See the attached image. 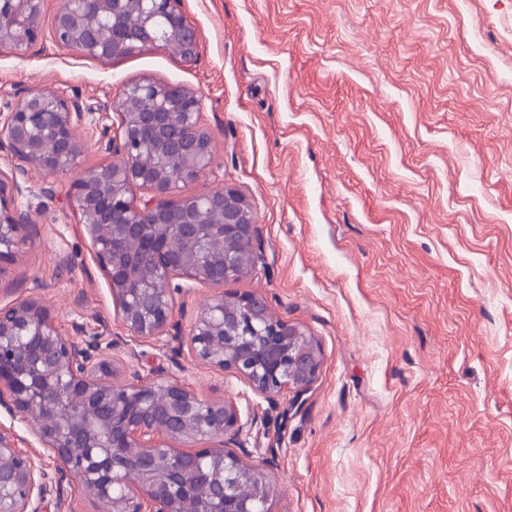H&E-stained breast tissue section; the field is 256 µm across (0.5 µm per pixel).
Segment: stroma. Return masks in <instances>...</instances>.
I'll use <instances>...</instances> for the list:
<instances>
[{"instance_id":"stroma-1","label":"stroma","mask_w":512,"mask_h":512,"mask_svg":"<svg viewBox=\"0 0 512 512\" xmlns=\"http://www.w3.org/2000/svg\"><path fill=\"white\" fill-rule=\"evenodd\" d=\"M180 2L191 62L56 45L62 0L26 54L0 49V112L37 91L90 110L75 168L26 183L39 233L0 305L37 298L66 332L105 321L117 369L232 402L271 512H512V0ZM145 79L200 93L213 164L181 191L228 183L252 206L264 263L223 291L311 334L323 362L304 395L267 400L118 318L74 184Z\"/></svg>"}]
</instances>
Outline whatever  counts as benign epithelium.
Masks as SVG:
<instances>
[{
  "instance_id": "7a95c632",
  "label": "benign epithelium",
  "mask_w": 512,
  "mask_h": 512,
  "mask_svg": "<svg viewBox=\"0 0 512 512\" xmlns=\"http://www.w3.org/2000/svg\"><path fill=\"white\" fill-rule=\"evenodd\" d=\"M106 3L117 0L62 3L55 42L82 27L89 56L109 62L173 44L185 50L184 61L197 57L199 32L180 0H140L133 21L114 28L101 49L91 23ZM43 10L44 0H0V48L30 50L40 38L32 14ZM139 90L168 95L180 111L131 112L124 88L112 104L117 121L98 139L109 161L75 182V201L122 324L142 339L180 343L175 313L185 289L251 276L263 254L253 210L236 187L180 193L213 159L198 92L152 81ZM85 118L79 99L55 95L28 94L0 113V147L17 160L0 169V277L38 234L18 202L28 170L56 174L78 157L75 129ZM71 328L74 340L33 298L0 308V410L33 417L32 434L46 451L19 447L0 425V512H41L50 492L67 504L72 475L99 512H270L271 481L239 447L233 403L204 400L178 380L146 381L133 367L118 375L107 325ZM187 349L268 399L285 388L302 396L322 365L307 330L274 315L254 292L214 295L195 316Z\"/></svg>"
}]
</instances>
